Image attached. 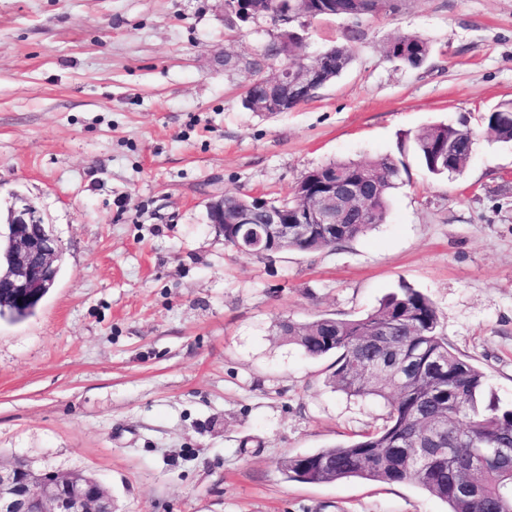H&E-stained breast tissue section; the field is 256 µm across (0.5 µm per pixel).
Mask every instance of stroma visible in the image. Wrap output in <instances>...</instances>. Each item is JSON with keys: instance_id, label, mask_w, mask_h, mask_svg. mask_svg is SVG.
<instances>
[{"instance_id": "35a3bbf8", "label": "stroma", "mask_w": 512, "mask_h": 512, "mask_svg": "<svg viewBox=\"0 0 512 512\" xmlns=\"http://www.w3.org/2000/svg\"><path fill=\"white\" fill-rule=\"evenodd\" d=\"M407 32L432 45L417 69L384 52ZM278 34L224 0H0V209L25 196L61 249L35 313L0 319V462L92 475L116 512H447L408 483L285 478L283 458L387 408L331 389V358L278 325L359 318L407 285L512 403V144L479 139L452 177L408 160L383 224L313 252L235 251L208 206L478 126L512 102V0L305 21L303 53L346 42L349 68L290 111H249L246 64Z\"/></svg>"}]
</instances>
